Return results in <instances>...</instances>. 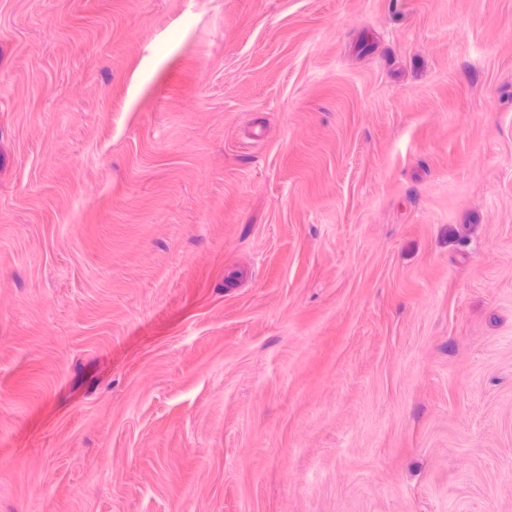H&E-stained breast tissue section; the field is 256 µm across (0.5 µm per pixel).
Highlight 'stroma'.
Returning a JSON list of instances; mask_svg holds the SVG:
<instances>
[{
  "instance_id": "stroma-1",
  "label": "stroma",
  "mask_w": 512,
  "mask_h": 512,
  "mask_svg": "<svg viewBox=\"0 0 512 512\" xmlns=\"http://www.w3.org/2000/svg\"><path fill=\"white\" fill-rule=\"evenodd\" d=\"M0 512H512V0H0Z\"/></svg>"
}]
</instances>
